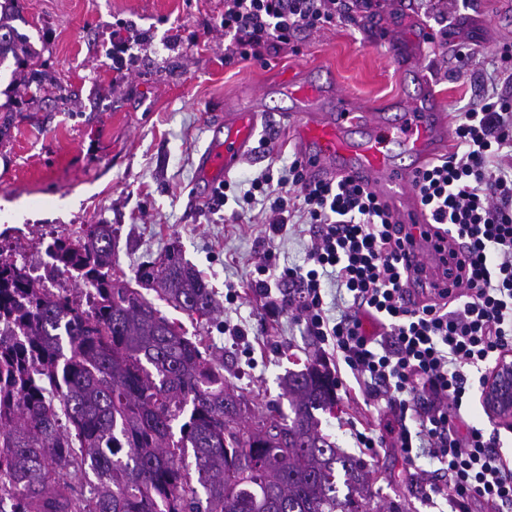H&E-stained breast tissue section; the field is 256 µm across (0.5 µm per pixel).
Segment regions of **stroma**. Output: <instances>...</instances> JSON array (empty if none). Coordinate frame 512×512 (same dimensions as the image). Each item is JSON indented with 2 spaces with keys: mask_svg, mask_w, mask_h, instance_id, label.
Returning <instances> with one entry per match:
<instances>
[{
  "mask_svg": "<svg viewBox=\"0 0 512 512\" xmlns=\"http://www.w3.org/2000/svg\"><path fill=\"white\" fill-rule=\"evenodd\" d=\"M23 32L40 53L41 89H18L0 135V209L22 214L0 223V257L38 264L53 236L87 224L115 231L118 271L170 247L208 282L216 305L197 320L155 292L148 299L187 336L202 339L227 384L257 407L288 410L282 379L325 359V346L305 324L285 315L267 319L263 297L252 292L257 265L274 273L306 263L308 225L293 218L286 233L268 238L269 204L238 201L263 173L281 177L296 156L287 133L268 141L289 102L273 86L308 77L355 101L387 105L417 95L414 66L427 67L434 95L449 122L469 109L492 83V62L512 49V0H384L374 18L301 33L276 52L237 61L224 38V0H22ZM131 48L115 58L112 45ZM473 51L469 65L454 59ZM270 91L262 102L258 155L227 179L225 199L206 198L195 169L209 145L207 126L227 104ZM72 198L66 215L58 201ZM318 429L337 447L366 462L382 512H450L445 497L426 500L418 474L439 464L420 455L408 467L385 405L336 392L334 412H318ZM383 447H358L369 429Z\"/></svg>",
  "mask_w": 512,
  "mask_h": 512,
  "instance_id": "1",
  "label": "stroma"
}]
</instances>
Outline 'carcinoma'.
<instances>
[{"instance_id": "cac0c4a2", "label": "carcinoma", "mask_w": 512, "mask_h": 512, "mask_svg": "<svg viewBox=\"0 0 512 512\" xmlns=\"http://www.w3.org/2000/svg\"><path fill=\"white\" fill-rule=\"evenodd\" d=\"M20 20L21 0H0V67L13 65L0 95L42 88ZM114 239L88 224L46 248L47 276L88 294H53L27 265L0 262V512H374L366 463L317 429L315 412L336 405L330 370L288 373V419L255 411L141 292L208 317L201 274L168 249L128 280Z\"/></svg>"}]
</instances>
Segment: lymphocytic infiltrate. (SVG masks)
I'll use <instances>...</instances> for the list:
<instances>
[{
	"mask_svg": "<svg viewBox=\"0 0 512 512\" xmlns=\"http://www.w3.org/2000/svg\"><path fill=\"white\" fill-rule=\"evenodd\" d=\"M374 0H224V34L239 59L257 48L276 49L304 29L348 22L354 9ZM504 89L485 93L463 112L454 129L453 153L426 166L415 194L432 223L466 248L447 270L453 298L421 304L407 295L403 240L386 207L369 187L347 178L313 182L293 160L285 177L251 182L244 203L269 202L268 231L281 235L294 216L312 232L308 268L288 267L250 283L266 301L268 316L291 315L311 335L331 342L360 391L398 411L394 440L407 463L415 450L439 462L428 483L447 494L454 512L512 507V464L500 456L496 434L466 426L462 409L484 376L512 351V55ZM332 269L349 304L336 320L323 308L320 272Z\"/></svg>",
	"mask_w": 512,
	"mask_h": 512,
	"instance_id": "lymphocytic-infiltrate-1",
	"label": "lymphocytic infiltrate"
}]
</instances>
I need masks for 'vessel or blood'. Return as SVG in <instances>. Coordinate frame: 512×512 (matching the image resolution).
I'll list each match as a JSON object with an SVG mask.
<instances>
[{"label":"vessel or blood","mask_w":512,"mask_h":512,"mask_svg":"<svg viewBox=\"0 0 512 512\" xmlns=\"http://www.w3.org/2000/svg\"><path fill=\"white\" fill-rule=\"evenodd\" d=\"M282 91L292 103L282 114L284 126L307 177H346L368 185L394 222L411 234L404 259L411 273L410 297H421L442 286V271L457 244L428 223L410 185L419 170L450 149L445 103H426L418 98L387 116L341 93L328 100L325 87L314 80L288 81ZM260 112L258 105L245 103L225 109L223 117L214 121L213 137L200 157L196 175L208 191L221 189L229 174L253 153ZM394 140L413 158V165L394 162L386 148Z\"/></svg>","instance_id":"1"}]
</instances>
